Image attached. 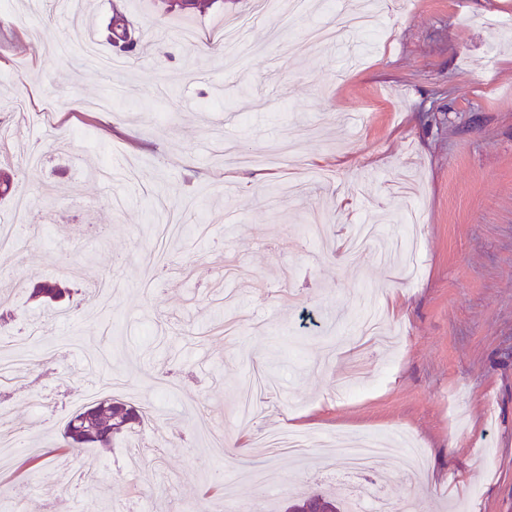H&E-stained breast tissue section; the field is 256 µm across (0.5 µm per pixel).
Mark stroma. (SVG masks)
<instances>
[{
	"instance_id": "stroma-1",
	"label": "stroma",
	"mask_w": 512,
	"mask_h": 512,
	"mask_svg": "<svg viewBox=\"0 0 512 512\" xmlns=\"http://www.w3.org/2000/svg\"><path fill=\"white\" fill-rule=\"evenodd\" d=\"M374 3L377 35L300 53L312 22L334 21L322 0L289 24L258 0L190 18L78 0L77 30L0 0V123L15 158L41 157L18 183L24 223L0 204L17 246L0 285L75 253L117 282L105 303L70 277L60 318L23 293L0 308V338L54 353L0 384L18 441L0 512H99L80 471L111 476L112 512H224L255 494L279 512L301 492L359 504L328 467L336 441L371 435L391 444L366 475L391 512H512V0ZM117 9L139 54L73 67L83 29L113 54ZM246 15L247 41L268 47L226 69L224 28ZM392 290L407 310L386 316L389 341L357 344L358 317ZM104 397L147 407L143 456L123 440L58 452L70 416ZM282 429L309 451L255 446Z\"/></svg>"
}]
</instances>
